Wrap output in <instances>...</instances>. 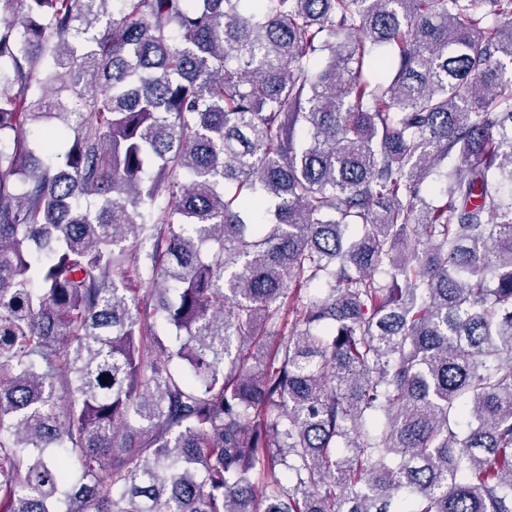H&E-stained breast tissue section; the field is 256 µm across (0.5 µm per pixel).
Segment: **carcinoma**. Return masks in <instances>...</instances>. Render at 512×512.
Here are the masks:
<instances>
[{"instance_id": "cac0c4a2", "label": "carcinoma", "mask_w": 512, "mask_h": 512, "mask_svg": "<svg viewBox=\"0 0 512 512\" xmlns=\"http://www.w3.org/2000/svg\"><path fill=\"white\" fill-rule=\"evenodd\" d=\"M0 512H512V0H0Z\"/></svg>"}]
</instances>
